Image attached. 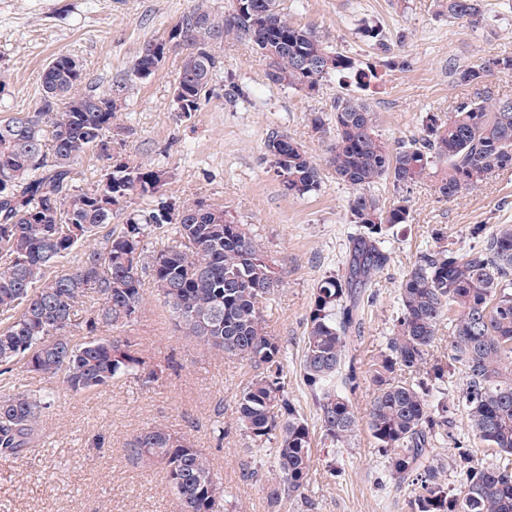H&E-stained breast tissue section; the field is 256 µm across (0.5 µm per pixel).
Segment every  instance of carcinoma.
I'll use <instances>...</instances> for the list:
<instances>
[{"mask_svg": "<svg viewBox=\"0 0 512 512\" xmlns=\"http://www.w3.org/2000/svg\"><path fill=\"white\" fill-rule=\"evenodd\" d=\"M207 2L196 0L169 39L144 43L115 90L149 78L176 52L181 61L172 95L189 118L221 67L218 49L243 36L266 60L268 79L286 88L316 91L332 72H353L366 87L378 80L377 72L355 70L351 57L292 24L277 0H250L248 13L225 17ZM448 17L478 24L481 0H448ZM495 70L511 74L512 56L459 67L455 75L476 87ZM83 80L80 63L59 55L42 72L34 107L0 120V374L20 363L73 393L129 375L155 379L132 340L113 335L137 321L149 281L184 335L261 369L238 396V426L257 446L275 445L281 484L270 492L273 504L284 495L301 497L314 462L312 434L288 397L284 348L264 318L282 279L245 225L201 200L137 210L107 232L103 248L79 251L113 213L161 194L167 184L164 170L126 164L91 190L73 189L82 155L93 151L110 160L113 151L115 99L110 91H84ZM311 124L331 134L325 165L352 190L348 215L355 232L345 272L317 283L299 363L318 400L323 436L341 448L360 427L349 397L359 388L350 346L360 332L365 291L392 262L387 233L409 223L407 193L423 178H433L435 192L448 200L512 169V98L478 94L446 116L428 112L420 132L394 146L376 133L369 107L353 98L336 99L330 121L316 113ZM264 150L288 193L303 196L319 187L320 165L287 132L271 129ZM382 181L395 193L388 205L371 193ZM164 228L171 243L149 250V233ZM471 234L482 239L479 247L438 246L401 278L395 327L364 376L373 386L365 425L384 453L387 476L408 490L409 512H512V224L491 230L476 224ZM78 251L75 266L51 272ZM89 295L98 306L79 323L78 305ZM445 320L448 361L430 363ZM81 323L87 337L74 343L71 329ZM454 376L459 383L450 403L443 384ZM49 408L48 393L0 396L1 460L29 447ZM459 408L467 433L453 438L445 460L436 444L448 441ZM474 441L495 457L475 460ZM130 451L165 470L182 512H224V488L203 450L185 437L148 427Z\"/></svg>", "mask_w": 512, "mask_h": 512, "instance_id": "1", "label": "carcinoma"}]
</instances>
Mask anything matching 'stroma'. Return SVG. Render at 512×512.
I'll use <instances>...</instances> for the list:
<instances>
[{"instance_id": "1", "label": "stroma", "mask_w": 512, "mask_h": 512, "mask_svg": "<svg viewBox=\"0 0 512 512\" xmlns=\"http://www.w3.org/2000/svg\"><path fill=\"white\" fill-rule=\"evenodd\" d=\"M194 3L0 0V119L34 106L42 71L58 54L80 61L84 88L107 91L140 47L165 37ZM280 3L295 25L315 32L357 67L380 70L381 81L365 88L351 75L333 73L314 92L284 88L268 79L267 63L249 41L229 39L220 50L224 65L192 117L175 110L172 87L180 57L171 53L155 75L117 97L112 132L120 160L167 171L163 202L202 200L224 207L248 225L273 261L283 288L265 319L286 351L288 394L312 432L315 462L306 504L285 499L271 506L268 492L280 478L270 452L254 448L237 425V396L256 368L183 336L151 289L126 334L159 366L158 380L123 377L77 395L56 390L35 443L21 456L0 461V512H180L165 472L128 452L133 438L152 425L207 453L227 495L225 512H408L404 492L386 480L382 452L367 429L345 448L324 439L316 400L299 371L312 292L323 276L343 271L351 191L325 168L318 191L286 195L264 157V139L269 129L280 128L323 159L329 139L315 133L310 119L317 112L330 115L339 97L366 102L388 143L417 133L421 113L444 115L473 96V88L456 82L458 67L512 55V0H482L484 19L476 25L449 21L444 0ZM368 26L382 32L408 67H385V54L363 33ZM410 199L411 221L395 228L393 262L365 306L355 355L366 365L394 327L400 276L434 247V230L446 231L449 246L467 249L480 244L471 234L474 225L512 224V172L448 201L426 178Z\"/></svg>"}]
</instances>
